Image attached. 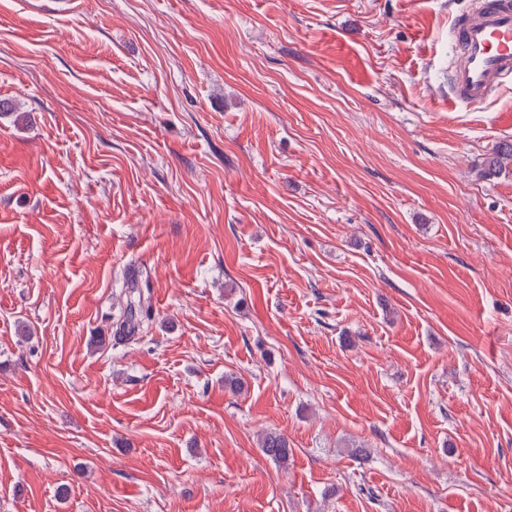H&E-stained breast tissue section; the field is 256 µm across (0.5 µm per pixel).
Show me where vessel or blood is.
<instances>
[{
  "label": "vessel or blood",
  "instance_id": "vessel-or-blood-1",
  "mask_svg": "<svg viewBox=\"0 0 512 512\" xmlns=\"http://www.w3.org/2000/svg\"><path fill=\"white\" fill-rule=\"evenodd\" d=\"M451 96L467 104L484 102L512 76V0H481L454 32Z\"/></svg>",
  "mask_w": 512,
  "mask_h": 512
}]
</instances>
